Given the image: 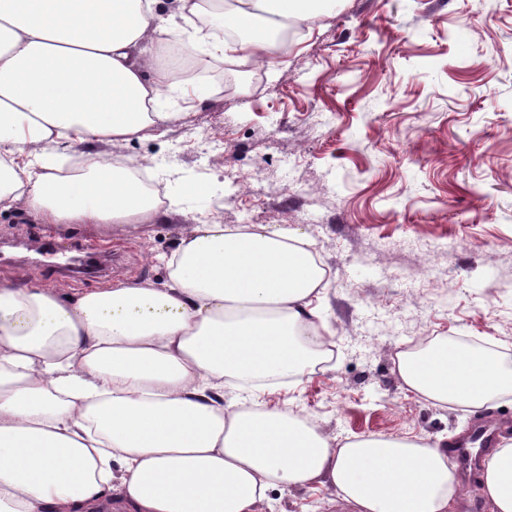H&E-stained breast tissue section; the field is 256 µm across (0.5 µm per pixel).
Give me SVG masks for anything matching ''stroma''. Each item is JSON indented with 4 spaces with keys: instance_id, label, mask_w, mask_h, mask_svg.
I'll return each mask as SVG.
<instances>
[{
    "instance_id": "35a3bbf8",
    "label": "stroma",
    "mask_w": 512,
    "mask_h": 512,
    "mask_svg": "<svg viewBox=\"0 0 512 512\" xmlns=\"http://www.w3.org/2000/svg\"><path fill=\"white\" fill-rule=\"evenodd\" d=\"M248 87L168 100L179 121L129 141L74 145L144 169L177 214L104 232L0 211V279L30 274L64 296L133 280L164 286L163 262L195 224L251 219L302 227L326 272L322 308L335 344L326 367L274 385L337 442L424 436L448 448L488 419L512 438V396L477 412L426 401L397 355L445 336L512 360V0H336L288 50L248 64ZM199 184L203 193H190ZM62 251L127 245L106 276L41 266ZM275 512H340L332 487L271 490Z\"/></svg>"
}]
</instances>
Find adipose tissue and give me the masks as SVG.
<instances>
[{"label": "adipose tissue", "instance_id": "1", "mask_svg": "<svg viewBox=\"0 0 512 512\" xmlns=\"http://www.w3.org/2000/svg\"><path fill=\"white\" fill-rule=\"evenodd\" d=\"M330 0H0V209L49 224L123 226L167 217L124 166L72 144L139 137L180 120L160 63L188 37L197 66L273 57L288 21ZM240 30L227 42L221 29ZM169 283L64 299L0 281V512H258L271 489L333 487L344 512H449L461 487L424 438L331 445L290 407L225 405L223 389L301 383L332 352L315 303L326 271L295 229L199 224L168 258ZM403 383L429 401L488 407L512 364L447 339L400 352ZM493 512H512V443L477 474Z\"/></svg>", "mask_w": 512, "mask_h": 512}]
</instances>
